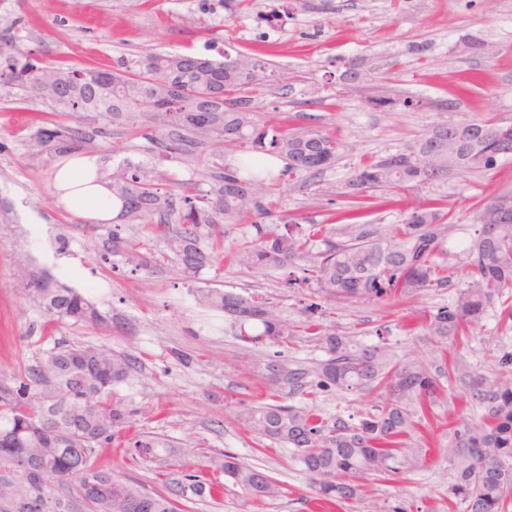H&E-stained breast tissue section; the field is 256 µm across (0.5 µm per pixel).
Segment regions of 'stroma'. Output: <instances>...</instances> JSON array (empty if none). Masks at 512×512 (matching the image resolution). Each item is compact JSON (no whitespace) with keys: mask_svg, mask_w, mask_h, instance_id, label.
I'll return each instance as SVG.
<instances>
[{"mask_svg":"<svg viewBox=\"0 0 512 512\" xmlns=\"http://www.w3.org/2000/svg\"><path fill=\"white\" fill-rule=\"evenodd\" d=\"M269 2L251 0L228 23L217 0H0V60L21 61L33 53L51 64L110 69L122 58L153 53L251 55L269 77L262 119L317 129L344 145L323 171L281 176L277 212L304 227L335 228L340 239L368 229L387 236L411 202L443 199L454 224L444 248L455 280H462L468 259L457 244L475 237L473 216L480 207L512 190V160L451 176L391 203L379 191L351 203L344 184L362 162L409 149L435 124L470 117L512 123V0H288V14L275 29L263 19ZM384 95L396 98L397 106L375 105ZM403 98L416 100V107L400 106ZM40 126L79 130L82 153L97 155L103 174L127 161L140 167L178 210L185 198L212 195L225 167L243 156L242 149L216 142L168 153L129 124L63 114L48 100L0 84L1 388L27 382L61 339L127 357L132 369L115 396L130 414L129 432L124 444L98 450L99 466L152 491L163 489L165 475L175 471L213 479L209 459L226 451L280 485L278 496L253 500L227 479L221 497L190 500L185 512H370L375 505L464 512L448 495L456 464L447 450L456 443L460 418L482 425L484 409L474 393L502 376L498 360L512 352V326L502 322L499 304L487 309L477 329L436 344L421 324L452 302L454 289L332 301L308 285H289L287 269L265 276L246 269L239 248L256 237L250 223L203 232L201 248L215 251L218 260L194 277L182 276L173 260L132 271L113 252V233L147 243L155 254L164 251L163 241L142 224L115 228L68 212L53 187L55 166L68 152L56 142L38 144ZM31 224L44 230L38 253L26 243ZM34 272L96 303L105 323L54 319L28 288ZM202 289L264 298L296 333L285 342H243L229 317L198 301ZM310 318L360 345L382 346L392 362L426 360L438 383L400 474L393 480L365 477L360 502L321 505L293 449L259 439L240 418L246 407L281 399L325 416L339 410L356 415L379 402L376 391L317 388L315 372L326 354L303 330ZM273 361L307 372L305 388L291 394L271 384L266 366ZM152 437L164 440V447L151 461L133 463L128 443Z\"/></svg>","mask_w":512,"mask_h":512,"instance_id":"stroma-1","label":"stroma"}]
</instances>
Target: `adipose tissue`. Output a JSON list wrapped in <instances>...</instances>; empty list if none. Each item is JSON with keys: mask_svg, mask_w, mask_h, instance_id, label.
I'll return each instance as SVG.
<instances>
[{"mask_svg": "<svg viewBox=\"0 0 512 512\" xmlns=\"http://www.w3.org/2000/svg\"><path fill=\"white\" fill-rule=\"evenodd\" d=\"M99 167L97 156L83 155L62 163L55 178L59 202L73 214L96 222H108L117 209L105 184L92 182Z\"/></svg>", "mask_w": 512, "mask_h": 512, "instance_id": "obj_1", "label": "adipose tissue"}]
</instances>
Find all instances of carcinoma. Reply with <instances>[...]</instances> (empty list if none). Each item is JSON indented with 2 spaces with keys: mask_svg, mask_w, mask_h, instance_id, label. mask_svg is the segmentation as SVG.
Wrapping results in <instances>:
<instances>
[{
  "mask_svg": "<svg viewBox=\"0 0 512 512\" xmlns=\"http://www.w3.org/2000/svg\"><path fill=\"white\" fill-rule=\"evenodd\" d=\"M19 85L30 97L52 101L60 112L94 113L107 122L127 121L145 139L166 151L199 148L212 141L246 150L212 198H185V208L169 222L163 192L139 170L118 167L107 182L120 204L114 224H147L163 239L184 276L191 277L210 260L200 249L201 230L253 220L258 238L241 253V261L257 273L296 267L304 284L333 299H384L437 288L455 289L448 306L439 308L422 328L435 341H445L474 328L503 291L512 289V214L497 223L493 210L480 208L477 237L466 253L469 271L455 284L440 260L451 224L437 199L412 206L394 235L382 238L361 232L348 240L312 224L306 234L293 225L263 227L276 218L269 200L273 164L285 161L281 173L318 171L335 162L343 144L313 129L270 126L260 119L264 67L250 55L224 60L191 54H153L121 60L110 71L47 66L38 61L20 65L6 61L0 78ZM512 141V124L469 118L437 124L416 147L360 164L345 183L344 196L357 199L370 191L399 194L476 169L492 170L503 158L502 139ZM440 148L437 159L421 153ZM112 250L124 251L126 264L138 270L159 265V256L145 254L112 231ZM33 297L50 314L64 320L102 324L105 317L74 289L45 275L30 277ZM200 301L231 316L246 342L263 338L286 342L295 327L275 305L259 297L245 298L214 289L200 291ZM306 330L316 336L327 358L317 373L318 386L342 391L379 390L384 398L358 421L338 412L324 417L313 408L268 404L245 408L244 421L256 435L294 449L317 497L344 504L361 499L358 480L364 475L396 474L407 458L409 437L418 410L434 401L437 385L421 359L390 364L380 346L360 347L316 320ZM130 361L90 346L65 340L55 343L30 382L17 390H0V512H28L26 505L44 496H72L83 489L75 469L74 448L88 450L87 467L95 484L86 512H180L176 498L213 497L215 486L187 474L169 479L162 490L147 491L94 463L96 449L120 440L127 412L113 400L114 387L129 371ZM270 380L302 389L304 373L284 363L268 367ZM485 403V426L458 431L465 451L450 493L466 504V512H508L512 496V379L504 376L479 394ZM158 443L137 440L132 460L154 456ZM30 457L27 475L13 472L15 461ZM215 470L233 480L248 496L272 498L279 493L267 473L242 465L231 453L211 460Z\"/></svg>",
  "mask_w": 512,
  "mask_h": 512,
  "instance_id": "cac0c4a2",
  "label": "carcinoma"
}]
</instances>
